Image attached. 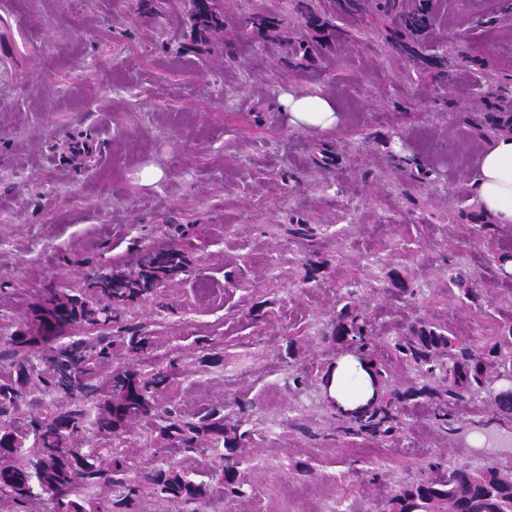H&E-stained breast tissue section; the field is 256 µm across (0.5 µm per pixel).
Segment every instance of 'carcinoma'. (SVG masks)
I'll list each match as a JSON object with an SVG mask.
<instances>
[{
  "mask_svg": "<svg viewBox=\"0 0 512 512\" xmlns=\"http://www.w3.org/2000/svg\"><path fill=\"white\" fill-rule=\"evenodd\" d=\"M367 22L369 0H342L317 14L311 0H294L292 15L251 14L243 24L257 39L266 41L271 33L298 21L304 35L287 45L290 61L331 62L336 47L349 31L336 26V11ZM396 13L393 48L406 52L408 44L426 34L433 23L428 0L408 12H396V0H384L383 16ZM188 19L194 34L228 54L234 46L224 41V11L216 0H191ZM512 129V113L502 112L475 126L476 135ZM183 255L176 249L148 250L141 254L138 269L125 273L108 267H93L87 273L91 292L52 295L39 308L38 318L55 321L50 342L59 344L55 358L39 368L30 359L33 339L26 330L16 331L11 348L0 358L13 360L14 375L0 383V497L24 504L45 494L52 512H101L84 492L107 485L115 493L109 512H143L144 502L161 497L200 502L216 494L243 495L239 481L241 460L237 450L251 438L241 429L242 420L231 424L218 408L205 409L187 418L178 406L158 397L175 382L172 366L158 365L149 371H115L107 388L97 382L99 369L117 347L139 360L151 354L153 336L144 325L130 323L123 335L112 336V322L121 305L140 301L157 293L164 281L183 270ZM101 319V334L75 337L78 324ZM367 318L346 304L336 315L332 336L336 343L368 345ZM394 349L419 369L421 376L441 384L438 391L426 386L415 392L389 393L371 412L353 421L350 431L390 438L402 430L399 407L425 396L447 405L467 396L478 397L485 384L487 367L498 358L497 345L454 352L453 340L441 329L416 321L399 337ZM448 357L449 362L442 361ZM38 388L50 398L58 393L63 404L50 411L36 404L28 420L17 425L11 413L25 404L27 391ZM158 419L157 438L183 452H192L198 439L207 437L219 450L209 480L194 481L178 470L176 462L130 475L125 456L110 446L72 448L69 438L82 430L110 439L133 419ZM386 512H512V479L500 474L498 464L489 460L478 467L450 466L443 461L429 464L427 475L398 487L388 501Z\"/></svg>",
  "mask_w": 512,
  "mask_h": 512,
  "instance_id": "1",
  "label": "carcinoma"
}]
</instances>
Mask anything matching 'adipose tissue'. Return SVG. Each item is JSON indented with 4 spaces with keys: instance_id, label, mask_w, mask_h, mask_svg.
<instances>
[{
    "instance_id": "adipose-tissue-1",
    "label": "adipose tissue",
    "mask_w": 512,
    "mask_h": 512,
    "mask_svg": "<svg viewBox=\"0 0 512 512\" xmlns=\"http://www.w3.org/2000/svg\"><path fill=\"white\" fill-rule=\"evenodd\" d=\"M290 122L295 127L323 133L339 122L332 102L322 96H289ZM473 190L480 211L496 224H512V132L489 139L480 158Z\"/></svg>"
}]
</instances>
